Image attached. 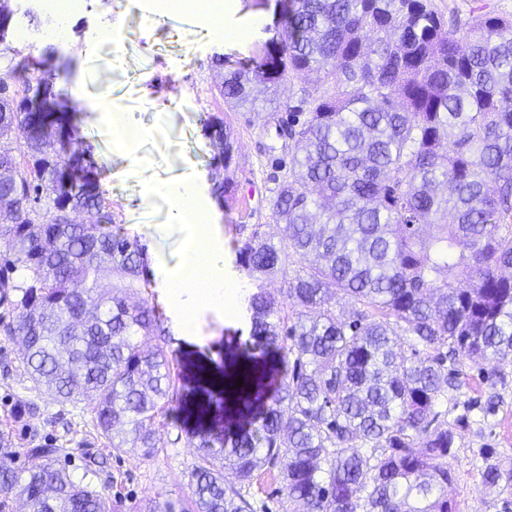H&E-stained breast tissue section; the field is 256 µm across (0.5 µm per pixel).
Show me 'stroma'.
Listing matches in <instances>:
<instances>
[{
    "label": "stroma",
    "instance_id": "obj_1",
    "mask_svg": "<svg viewBox=\"0 0 512 512\" xmlns=\"http://www.w3.org/2000/svg\"><path fill=\"white\" fill-rule=\"evenodd\" d=\"M236 17L263 25L245 42H212L207 24L192 12L155 14L149 0H87V7L66 18L65 39L47 44L52 18L38 0H10L12 51L0 60V79L10 90L23 81L50 76L59 99L75 114L77 134L103 171L100 187L112 213L113 226L146 251L148 263L175 266L184 228L167 223L170 202L149 196L144 174L158 182L198 177L214 217V230L224 247V278L234 284L227 309L202 307L192 335H185L179 307L159 277H151L143 296L170 331L169 350L204 355L229 363L226 347L248 341L247 299L257 287L279 292L285 273L251 277L236 264L238 241L252 233L278 240L271 205L276 177L293 155L265 122L273 104H298L303 89H314L321 75L309 73L301 84L279 88L274 102L257 101L255 111L229 109L220 94L225 70L216 56L230 61L261 60L270 41L282 32L277 0H236ZM445 17L471 22L480 9L512 16V0H434ZM121 32V44L100 38L105 27ZM114 103L141 135L133 146L113 140L104 110ZM223 120L234 133L232 161L203 126L204 117ZM18 345L0 333V438L27 447L31 437L55 440L57 465L77 483L135 502L160 496L189 502L191 470L196 461L184 433L174 426L161 432L163 448L152 458L114 452L93 425L86 402L60 404L32 390L17 362ZM462 385L449 391L451 417L465 425L456 437L448 466L455 475L448 499L455 512H512V482L484 484L488 461L512 466V357L492 362L459 363ZM26 405L24 418L16 409Z\"/></svg>",
    "mask_w": 512,
    "mask_h": 512
}]
</instances>
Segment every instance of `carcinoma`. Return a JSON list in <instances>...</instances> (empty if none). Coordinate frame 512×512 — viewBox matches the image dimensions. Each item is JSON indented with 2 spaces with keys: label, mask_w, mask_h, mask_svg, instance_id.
<instances>
[{
  "label": "carcinoma",
  "mask_w": 512,
  "mask_h": 512,
  "mask_svg": "<svg viewBox=\"0 0 512 512\" xmlns=\"http://www.w3.org/2000/svg\"><path fill=\"white\" fill-rule=\"evenodd\" d=\"M283 35L254 68L224 76V104L311 71L276 134L299 154L271 199L279 243L255 232L236 249L253 277L298 265L283 299L248 297L250 341L228 382L178 386L184 363L147 300L141 248L112 223L98 175L65 173L75 142L53 82L0 92V319L21 341L33 387L89 400L115 452L154 457L170 411L194 422L191 509L251 512L243 490L267 466L304 512H452L448 457L456 423L444 400L457 359L512 355V18L448 27L432 0H286ZM205 130L231 160V136ZM434 227L424 237L420 226ZM465 241L469 255L456 254ZM353 305L336 313L327 288ZM290 306L292 311L285 310ZM150 336L162 343L147 347ZM243 386L237 387L238 378ZM224 409V465L214 470L210 408ZM40 441L0 448V512H112V499L56 468ZM25 456L29 467L16 466ZM512 481L489 464L483 481ZM131 512H175L159 498Z\"/></svg>",
  "instance_id": "carcinoma-1"
}]
</instances>
